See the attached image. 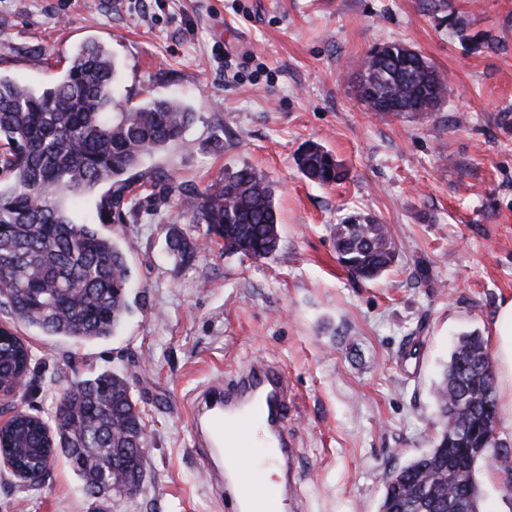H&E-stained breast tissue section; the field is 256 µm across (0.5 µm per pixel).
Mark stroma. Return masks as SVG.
Segmentation results:
<instances>
[{
    "label": "stroma",
    "instance_id": "35a3bbf8",
    "mask_svg": "<svg viewBox=\"0 0 512 512\" xmlns=\"http://www.w3.org/2000/svg\"><path fill=\"white\" fill-rule=\"evenodd\" d=\"M104 43L114 99L153 97L195 114L183 137L144 155L153 183L108 233L131 243V311L108 339L75 342L14 323L33 360L15 406L53 422L74 382L118 372L142 413L144 488L117 512H236L195 443L192 402L252 362L283 371L295 483L284 512H378L389 472L431 448L434 388L459 336L491 339L512 297V0H0V75L54 82L76 47ZM400 43L448 92L429 113L367 111L360 66ZM331 151L341 183L308 181L307 143ZM262 170L281 241L267 260L203 247L179 266L168 225L195 237L173 188L224 168ZM346 216L389 226L391 271L353 278L336 261ZM482 512H512L499 471L480 464ZM65 458L38 487L0 471V512H98Z\"/></svg>",
    "mask_w": 512,
    "mask_h": 512
}]
</instances>
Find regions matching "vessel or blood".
Instances as JSON below:
<instances>
[{
  "label": "vessel or blood",
  "mask_w": 512,
  "mask_h": 512,
  "mask_svg": "<svg viewBox=\"0 0 512 512\" xmlns=\"http://www.w3.org/2000/svg\"><path fill=\"white\" fill-rule=\"evenodd\" d=\"M200 428L209 445L236 461H253L256 449L264 460L281 465L289 453L288 396L284 376L257 365L226 390L224 403L200 410ZM280 488L266 486L257 471L243 474L236 486L238 512H280Z\"/></svg>",
  "instance_id": "vessel-or-blood-1"
}]
</instances>
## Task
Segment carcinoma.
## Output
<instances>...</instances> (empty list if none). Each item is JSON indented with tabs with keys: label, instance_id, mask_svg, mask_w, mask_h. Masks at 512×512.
Masks as SVG:
<instances>
[{
	"label": "carcinoma",
	"instance_id": "carcinoma-1",
	"mask_svg": "<svg viewBox=\"0 0 512 512\" xmlns=\"http://www.w3.org/2000/svg\"><path fill=\"white\" fill-rule=\"evenodd\" d=\"M385 56L367 57L379 96L391 95L417 110L428 92L444 97V79L422 56L402 55L399 43ZM116 65L106 46L85 43L62 77L39 89L0 76V307L47 336L79 341L114 335L129 310L130 243L119 245L95 224H77L64 207L110 184L97 206L101 224L125 208L134 181L125 177L142 156L182 137L193 119L181 104L155 99L115 111ZM310 181L332 185L343 179L335 157L311 143L298 156ZM191 222L207 225L208 239L224 250L262 260L277 252L279 216L267 177L253 167L226 170L199 189L178 187ZM169 252L189 263L200 248L182 228L167 230ZM338 264L352 276L375 280L398 258L385 224L351 217L335 225ZM30 355L20 339L0 332V385L8 387L28 369ZM441 429L434 446L391 473L378 512H480L476 466L489 453L503 466L512 452L490 437L499 408L494 370L484 340L459 338L435 388ZM143 420L128 383L117 372L80 379L61 396L52 448L65 454L73 473L94 497L122 495L120 485L143 483L146 457L139 450ZM41 447L38 427L21 421V431L0 443V454L17 465L35 466L19 443Z\"/></svg>",
	"mask_w": 512,
	"mask_h": 512
}]
</instances>
